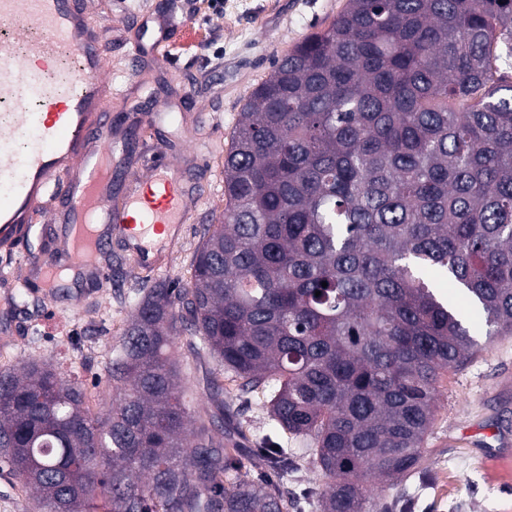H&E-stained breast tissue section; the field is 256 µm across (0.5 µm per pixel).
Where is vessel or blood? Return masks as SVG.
I'll return each mask as SVG.
<instances>
[{
    "instance_id": "1",
    "label": "vessel or blood",
    "mask_w": 512,
    "mask_h": 512,
    "mask_svg": "<svg viewBox=\"0 0 512 512\" xmlns=\"http://www.w3.org/2000/svg\"><path fill=\"white\" fill-rule=\"evenodd\" d=\"M85 0H0V92L12 111L0 125V245L23 253L27 285L107 280L110 241L141 269L163 267L192 188L168 155L143 160L114 196L112 153L119 129L112 97L130 83L145 53L128 44L127 70L108 76L107 26Z\"/></svg>"
}]
</instances>
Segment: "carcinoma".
Returning <instances> with one entry per match:
<instances>
[{
    "label": "carcinoma",
    "mask_w": 512,
    "mask_h": 512,
    "mask_svg": "<svg viewBox=\"0 0 512 512\" xmlns=\"http://www.w3.org/2000/svg\"><path fill=\"white\" fill-rule=\"evenodd\" d=\"M224 197L190 286L135 303L109 409L44 362L0 373V457L43 512H288L300 458L319 512H373L368 477L422 470L444 373L512 336V0H347L243 105ZM185 332L223 367L215 417L228 380L297 448L192 415ZM319 482L318 472L306 460L300 459L296 468L288 473V479L283 480V486L288 497L299 499L304 489Z\"/></svg>",
    "instance_id": "cac0c4a2"
}]
</instances>
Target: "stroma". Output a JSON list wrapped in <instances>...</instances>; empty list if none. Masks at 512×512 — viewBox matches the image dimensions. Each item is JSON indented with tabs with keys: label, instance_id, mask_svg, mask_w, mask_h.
<instances>
[{
	"label": "stroma",
	"instance_id": "35a3bbf8",
	"mask_svg": "<svg viewBox=\"0 0 512 512\" xmlns=\"http://www.w3.org/2000/svg\"><path fill=\"white\" fill-rule=\"evenodd\" d=\"M87 0L89 12L108 24L112 69L126 66L128 42L147 48L134 82L112 99V112L125 120L124 146L116 155L115 191L140 174L145 154L171 149L196 199L188 210L167 265L138 270L112 248L110 283L75 292L47 294L16 287L24 272L0 250V370L37 359L61 364L94 405L112 400L108 361L142 288L163 278L189 284L193 256L207 225L224 216V156L243 104L273 64L310 33L327 28L346 0ZM167 15L174 29L158 42L156 28L141 20ZM170 109L171 118L150 131L139 111ZM188 337L173 348L184 399L197 415L214 412L204 378L219 372L216 359L194 354ZM430 481L405 478L397 487L369 479L376 496L412 498V512H512V336L495 337L464 369L448 372L439 386L438 415L425 443ZM34 492L0 462V512H37Z\"/></svg>",
	"mask_w": 512,
	"mask_h": 512
}]
</instances>
